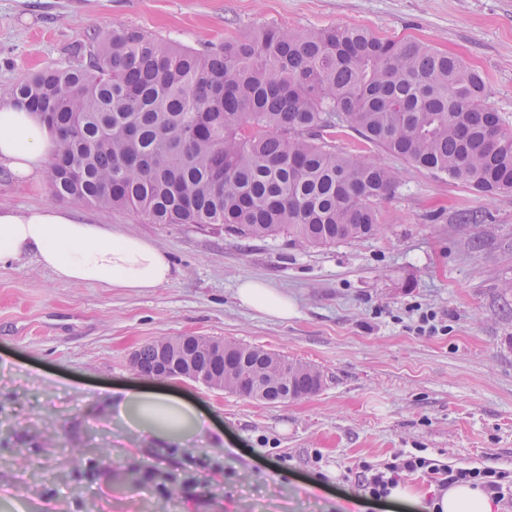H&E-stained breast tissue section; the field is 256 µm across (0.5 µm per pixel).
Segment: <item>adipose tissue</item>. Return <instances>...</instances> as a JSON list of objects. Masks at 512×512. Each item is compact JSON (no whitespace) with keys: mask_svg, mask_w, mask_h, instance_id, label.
Returning <instances> with one entry per match:
<instances>
[{"mask_svg":"<svg viewBox=\"0 0 512 512\" xmlns=\"http://www.w3.org/2000/svg\"><path fill=\"white\" fill-rule=\"evenodd\" d=\"M57 148V135L39 112L0 98V166L26 182L40 181ZM36 256L55 276L74 285L98 284L142 293L170 283L176 268L170 255L138 235L119 233L57 206L18 210L0 204V266ZM236 298L267 318L288 320L295 313L283 292L256 279L241 280ZM109 411L135 437L166 448H222L218 432L195 404L146 385L113 391ZM390 499L414 512H494L495 502L481 487L457 483L433 502L408 486L392 488Z\"/></svg>","mask_w":512,"mask_h":512,"instance_id":"ef3b65f1","label":"adipose tissue"}]
</instances>
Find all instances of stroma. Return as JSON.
<instances>
[{
	"mask_svg": "<svg viewBox=\"0 0 512 512\" xmlns=\"http://www.w3.org/2000/svg\"><path fill=\"white\" fill-rule=\"evenodd\" d=\"M115 25L195 49L272 26L414 39L477 70L512 127V0H0V90L78 64L89 33ZM336 146L403 175L375 237L300 249L89 205L81 216L165 249L174 281L136 293L60 281L32 256L0 266V512H349L354 498L396 512L352 471L402 453L512 475V192L469 190L349 130ZM53 202L47 182L0 171V204ZM244 278L285 292L295 316L241 307ZM159 336L258 346L314 364L323 386L268 405L173 381L223 428L224 448L162 456L95 410L139 382L130 356Z\"/></svg>",
	"mask_w": 512,
	"mask_h": 512,
	"instance_id": "35a3bbf8",
	"label": "stroma"
}]
</instances>
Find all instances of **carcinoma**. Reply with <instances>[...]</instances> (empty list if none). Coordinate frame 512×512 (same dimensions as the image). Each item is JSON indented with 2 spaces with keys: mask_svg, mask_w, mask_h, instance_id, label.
I'll list each match as a JSON object with an SVG mask.
<instances>
[{
  "mask_svg": "<svg viewBox=\"0 0 512 512\" xmlns=\"http://www.w3.org/2000/svg\"><path fill=\"white\" fill-rule=\"evenodd\" d=\"M4 94L60 133L47 172L53 197L128 209L149 224L286 236L300 248L372 237L376 204L402 175L338 150L343 129L477 192H512V129L485 105L483 78L457 57L360 27L273 26L201 50L95 29L86 62ZM165 340L141 346L133 369L156 374ZM224 348L235 361L201 349L194 367L232 368L229 393L277 404L288 388L310 392L322 379L263 348Z\"/></svg>",
  "mask_w": 512,
  "mask_h": 512,
  "instance_id": "carcinoma-1",
  "label": "carcinoma"
}]
</instances>
